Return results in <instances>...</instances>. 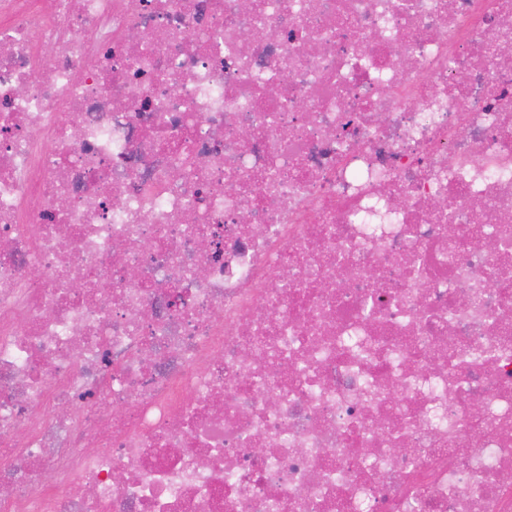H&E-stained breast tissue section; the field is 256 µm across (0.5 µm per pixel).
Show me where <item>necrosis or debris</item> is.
Returning a JSON list of instances; mask_svg holds the SVG:
<instances>
[{"label": "necrosis or debris", "instance_id": "1", "mask_svg": "<svg viewBox=\"0 0 512 512\" xmlns=\"http://www.w3.org/2000/svg\"><path fill=\"white\" fill-rule=\"evenodd\" d=\"M506 43L0 0V512H512Z\"/></svg>", "mask_w": 512, "mask_h": 512}]
</instances>
